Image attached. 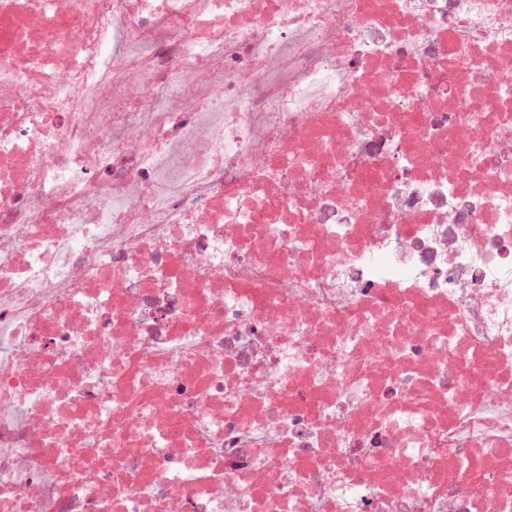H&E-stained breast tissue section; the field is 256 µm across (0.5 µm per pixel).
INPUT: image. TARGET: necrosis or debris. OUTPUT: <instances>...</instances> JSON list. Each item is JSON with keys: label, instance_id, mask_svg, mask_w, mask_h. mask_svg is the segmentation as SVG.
Here are the masks:
<instances>
[{"label": "necrosis or debris", "instance_id": "obj_1", "mask_svg": "<svg viewBox=\"0 0 512 512\" xmlns=\"http://www.w3.org/2000/svg\"><path fill=\"white\" fill-rule=\"evenodd\" d=\"M0 512H512V0H0Z\"/></svg>", "mask_w": 512, "mask_h": 512}]
</instances>
